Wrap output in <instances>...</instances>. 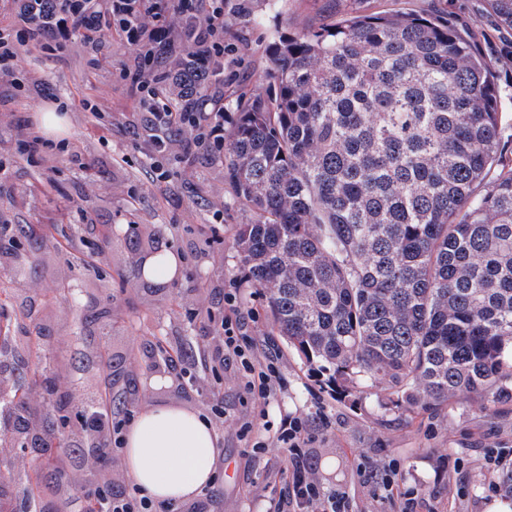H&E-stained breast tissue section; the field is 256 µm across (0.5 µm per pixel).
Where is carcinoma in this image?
<instances>
[{
    "label": "carcinoma",
    "instance_id": "carcinoma-1",
    "mask_svg": "<svg viewBox=\"0 0 512 512\" xmlns=\"http://www.w3.org/2000/svg\"><path fill=\"white\" fill-rule=\"evenodd\" d=\"M486 2L512 37V0ZM483 36L395 12L284 37L275 92L248 99L224 137L230 183L255 213L235 237L252 286L277 335L342 391L382 380L421 409L512 397V151ZM163 80L183 85L180 112L211 77L187 52ZM34 383L46 427L67 423V397ZM112 401L108 374L97 409ZM29 404L22 383L0 400L21 446ZM24 492L40 512L39 474Z\"/></svg>",
    "mask_w": 512,
    "mask_h": 512
}]
</instances>
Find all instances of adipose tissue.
<instances>
[{
    "mask_svg": "<svg viewBox=\"0 0 512 512\" xmlns=\"http://www.w3.org/2000/svg\"><path fill=\"white\" fill-rule=\"evenodd\" d=\"M220 437L204 416L179 406L143 409L125 433V462L141 495L178 504L211 485Z\"/></svg>",
    "mask_w": 512,
    "mask_h": 512,
    "instance_id": "obj_1",
    "label": "adipose tissue"
}]
</instances>
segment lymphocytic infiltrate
Here are the masks:
<instances>
[{"label":"lymphocytic infiltrate","instance_id":"f902f5d3","mask_svg":"<svg viewBox=\"0 0 512 512\" xmlns=\"http://www.w3.org/2000/svg\"><path fill=\"white\" fill-rule=\"evenodd\" d=\"M172 10L185 20L182 40L170 36L164 10ZM18 29L9 35L0 31V77H15L19 71L21 49L31 35H38L44 50L54 52L66 47L75 30H82L83 42L97 49L109 24H117L126 43L137 44L149 39L150 46L140 62L141 69L155 71L160 59L174 52L176 45L195 52L204 64L215 63L224 55V0H16ZM148 101L140 117L155 154L164 156L171 150L170 131L183 133L181 150L198 148L211 155L224 148V115L215 113L204 120L198 112L172 111L167 98L141 82ZM241 313L236 293L224 296V313L214 322L217 341L210 352L212 368L226 360L239 359L247 373L245 393L256 404L272 398L278 388L275 363L278 353L274 342H267L261 359L247 357L250 339L241 336ZM277 441L288 450L283 467L274 471L267 512H348L343 496L325 493L311 477L313 438L300 418L284 419Z\"/></svg>","mask_w":512,"mask_h":512}]
</instances>
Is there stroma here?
Masks as SVG:
<instances>
[{
	"label": "stroma",
	"mask_w": 512,
	"mask_h": 512,
	"mask_svg": "<svg viewBox=\"0 0 512 512\" xmlns=\"http://www.w3.org/2000/svg\"><path fill=\"white\" fill-rule=\"evenodd\" d=\"M411 12L448 16L472 28H491L485 0H224V69L205 92L208 111L224 113L232 127L242 97L268 91L272 48L280 38L333 26L351 15ZM496 62L505 132L512 134V44L481 46ZM104 64H94L79 39L48 54L36 42L22 52L24 80L46 82L64 107L65 127L55 132L64 149L27 158L20 140L42 134L41 99L0 80V303L10 323L9 357L0 374L10 379L57 378L77 411L69 427L53 431L56 450L73 466L59 476L41 448L19 447L0 431V459L17 472L38 469L46 501L55 512H82L97 478L83 461L82 413L95 403L100 377L111 375L123 398L113 420L127 421L148 406L177 405L207 417L221 439L213 488L217 512H266L264 486L285 449L245 456L255 438L275 440L286 416H297L314 436V479L346 494L354 512H397L375 496L389 478L412 490L435 512H512L488 501L483 488L502 475L487 468L484 451L512 448V401L470 396L449 399L436 411L390 403L384 382L340 394L284 341H277L280 387L265 407L244 393L239 360L219 374L200 363L212 344L205 311L220 312L224 294L239 284L241 333L271 335L262 297L242 284L245 266L235 247L240 225L254 212L242 205L225 176L223 157H161L139 127L143 94L134 81L140 49L106 37ZM84 239L76 263L59 230ZM160 242L180 259L175 279L147 287L138 274L146 240ZM109 318H98L101 308ZM184 348L187 369L160 364L158 346ZM104 347L106 359L90 354ZM463 459L454 469L455 459Z\"/></svg>",
	"instance_id": "35a3bbf8"
}]
</instances>
